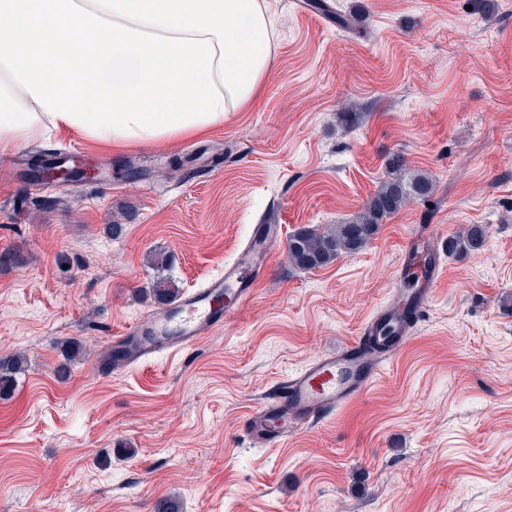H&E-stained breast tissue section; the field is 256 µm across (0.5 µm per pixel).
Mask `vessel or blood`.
I'll list each match as a JSON object with an SVG mask.
<instances>
[{"mask_svg": "<svg viewBox=\"0 0 512 512\" xmlns=\"http://www.w3.org/2000/svg\"><path fill=\"white\" fill-rule=\"evenodd\" d=\"M277 233L273 224L255 227L249 244L225 265L223 274L177 305L153 312L127 327L121 339L132 344L131 360L185 351L202 336L233 320L253 298L263 279V248ZM435 254L436 247L430 239L406 241L396 269L398 288L394 302L379 310L350 346L318 356L289 376L271 403L250 415L247 432L254 442L285 439L316 415L348 405L368 388L380 363L364 356L363 349L377 344L386 356L393 351L388 337L402 340L409 336L439 280L438 268L432 263Z\"/></svg>", "mask_w": 512, "mask_h": 512, "instance_id": "b4317fda", "label": "vessel or blood"}]
</instances>
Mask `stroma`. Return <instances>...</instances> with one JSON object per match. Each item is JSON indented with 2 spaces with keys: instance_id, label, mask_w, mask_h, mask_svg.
I'll return each instance as SVG.
<instances>
[{
  "instance_id": "obj_1",
  "label": "stroma",
  "mask_w": 512,
  "mask_h": 512,
  "mask_svg": "<svg viewBox=\"0 0 512 512\" xmlns=\"http://www.w3.org/2000/svg\"><path fill=\"white\" fill-rule=\"evenodd\" d=\"M362 35L297 0H264L275 64L223 127L103 151L74 132L0 168V357L27 367L0 399V512H512V0H339ZM356 106L361 118L343 126ZM71 150L100 169L31 173ZM403 156L435 192L360 251L295 268L286 238L358 212ZM122 225L120 235L108 225ZM258 224L282 238L244 311L189 350L117 371L114 337L156 303L150 252L183 292L232 262ZM483 225L480 250L448 240ZM431 238L442 276L367 390L283 441L246 417L286 377L346 347L388 303L403 245ZM85 358L54 373L65 341Z\"/></svg>"
}]
</instances>
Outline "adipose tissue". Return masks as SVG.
Here are the masks:
<instances>
[{"instance_id": "ef3b65f1", "label": "adipose tissue", "mask_w": 512, "mask_h": 512, "mask_svg": "<svg viewBox=\"0 0 512 512\" xmlns=\"http://www.w3.org/2000/svg\"><path fill=\"white\" fill-rule=\"evenodd\" d=\"M272 42L262 0H0V152L204 134L255 97Z\"/></svg>"}]
</instances>
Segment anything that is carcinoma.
Returning <instances> with one entry per match:
<instances>
[{"label": "carcinoma", "mask_w": 512, "mask_h": 512, "mask_svg": "<svg viewBox=\"0 0 512 512\" xmlns=\"http://www.w3.org/2000/svg\"><path fill=\"white\" fill-rule=\"evenodd\" d=\"M311 7L332 19L339 30L347 33L355 31L350 17L341 10L334 9L327 0H315ZM433 193L434 183L427 175L408 174L405 160L395 156L375 193L350 220L325 229L302 228L290 235L288 260L300 269L310 270L327 266L343 255L356 253L374 238L384 220L416 201L426 200ZM485 238V228L480 224H471L448 239V254L477 251L483 247ZM151 265L157 271L152 287L154 300L160 305H167L179 297L181 288L173 278L164 275L169 267L166 254L153 255ZM83 355L84 348L80 342H65L62 346L63 361L56 368L57 377L67 378L71 366ZM25 365L26 357L21 353L0 358V398L12 394L17 376L25 370Z\"/></svg>", "instance_id": "carcinoma-1"}]
</instances>
